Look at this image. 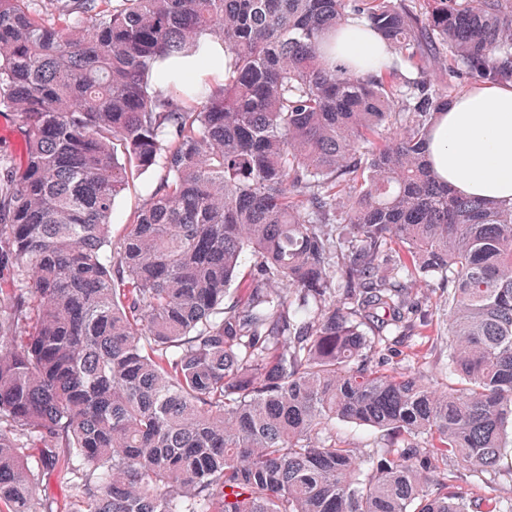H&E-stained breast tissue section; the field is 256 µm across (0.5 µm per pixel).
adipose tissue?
Wrapping results in <instances>:
<instances>
[{
  "label": "adipose tissue",
  "mask_w": 512,
  "mask_h": 512,
  "mask_svg": "<svg viewBox=\"0 0 512 512\" xmlns=\"http://www.w3.org/2000/svg\"><path fill=\"white\" fill-rule=\"evenodd\" d=\"M380 49L349 22L335 61H376ZM438 175L457 193L512 205V84L479 82L444 108L427 144Z\"/></svg>",
  "instance_id": "ef3b65f1"
}]
</instances>
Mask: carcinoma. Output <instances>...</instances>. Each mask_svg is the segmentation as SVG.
I'll return each mask as SVG.
<instances>
[{"label": "carcinoma", "mask_w": 512, "mask_h": 512, "mask_svg": "<svg viewBox=\"0 0 512 512\" xmlns=\"http://www.w3.org/2000/svg\"><path fill=\"white\" fill-rule=\"evenodd\" d=\"M31 2L0 0L24 143L0 163V512H42L45 469L76 512H512L448 477L512 473V206L426 150L456 85L512 83V0ZM351 18L389 47L375 72L326 57ZM205 36L223 80L162 68ZM423 286L447 291L451 391L376 360L428 322ZM163 176L161 169L144 174L135 179L121 194L112 215V240L122 234L124 225L129 224L133 212L149 198ZM336 435L352 448H371L377 433L365 427L336 422Z\"/></svg>", "instance_id": "carcinoma-1"}]
</instances>
